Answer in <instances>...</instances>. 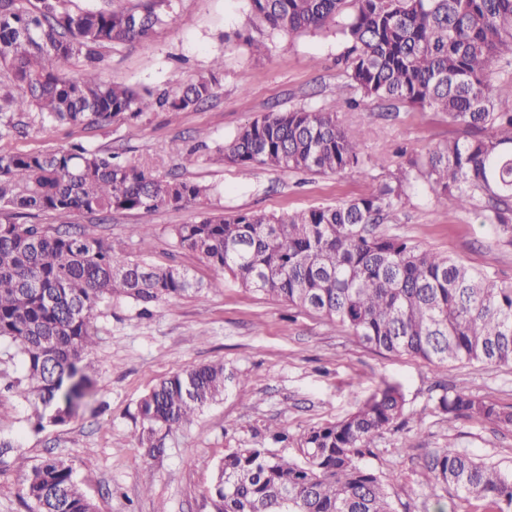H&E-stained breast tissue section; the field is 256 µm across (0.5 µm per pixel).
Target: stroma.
<instances>
[{
  "mask_svg": "<svg viewBox=\"0 0 512 512\" xmlns=\"http://www.w3.org/2000/svg\"><path fill=\"white\" fill-rule=\"evenodd\" d=\"M172 6L168 23L151 37L102 47L100 75L171 97L219 57L223 67L209 101L187 111L157 107L100 128L44 125L33 112L27 134L0 138V152L80 141L210 186L200 203L181 208L73 218L98 236L125 241L133 257L189 269L205 287L154 305L148 317L129 298L99 302L96 344L84 360L95 398L68 423L33 432L32 402L0 393V440L13 445L0 457V512H30L22 480L47 457L73 467L97 512H215L208 490L229 449L262 446L298 456L304 431L345 419L385 382L399 386L406 412L361 462L384 479L395 512H425L433 495L456 503L453 489L437 490L422 479L424 462L436 450L463 449L512 473V426L451 418L436 406L444 391L466 390L512 410V365L437 368L377 351L317 314L214 280L203 260L169 234L172 225L192 223L203 210L281 215L368 196L412 157L465 138V129L427 108L362 100L346 77L348 45L335 27L274 37L258 57L234 37L244 28L246 0H172ZM302 106L335 111L343 129L360 133L362 164L342 174H313L261 166L244 172L220 160L216 145L241 127ZM187 153L194 158L189 165L182 160ZM137 224L150 225L149 235L132 234ZM379 229L512 284V240L483 226L478 205L442 207L419 185ZM214 362L240 384H228L221 399L171 428L164 448L142 445L135 418L141 398L175 371ZM283 429L289 439L277 441L274 434Z\"/></svg>",
  "mask_w": 512,
  "mask_h": 512,
  "instance_id": "obj_1",
  "label": "stroma"
}]
</instances>
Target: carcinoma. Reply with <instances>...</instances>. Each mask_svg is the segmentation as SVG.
Masks as SVG:
<instances>
[{
    "label": "carcinoma",
    "instance_id": "carcinoma-1",
    "mask_svg": "<svg viewBox=\"0 0 512 512\" xmlns=\"http://www.w3.org/2000/svg\"><path fill=\"white\" fill-rule=\"evenodd\" d=\"M247 25L262 38L329 25L351 43L350 84L366 99L442 112L469 130L425 158L399 167L374 194L291 214L206 213L170 234L215 275L315 312L374 349L419 358L437 368L478 361L512 364V284L440 253L377 231L415 183L443 207L484 202L483 223L512 236V106L495 101L496 64L512 65V0H248ZM171 0L131 8L82 10L72 0H0V135L23 134V117L71 126H107L166 104L188 110L210 98L215 70L173 99L104 81L97 49L136 42L167 22ZM81 55L86 67L67 73ZM241 168L343 173L359 164L361 139L336 113L309 107L255 120L218 148ZM209 188L168 179L75 142L65 149L0 153V340L21 356L23 378L5 389L38 400L39 432L69 422L93 382L83 361L95 343L94 309L106 297L144 306L199 293L189 270L132 257L79 224L52 230L19 219L114 210L155 211L198 203ZM234 379L222 363L177 371L138 403L152 434L188 421L223 396ZM448 416L512 425V411L470 392L437 400ZM399 387L385 383L346 419L312 427L299 458L266 448H232L210 490L216 512H395L386 484L361 464L364 450L404 415ZM426 482L451 486L481 512H512V475L464 450L436 451ZM24 495L34 512H96L73 468L49 457L33 466Z\"/></svg>",
    "mask_w": 512,
    "mask_h": 512
}]
</instances>
